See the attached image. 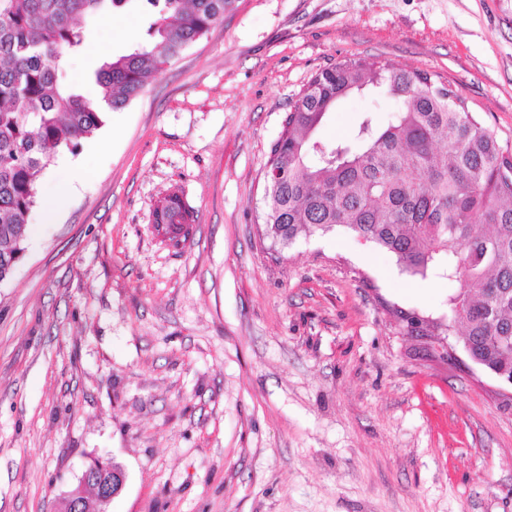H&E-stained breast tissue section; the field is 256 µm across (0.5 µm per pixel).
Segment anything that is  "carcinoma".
Wrapping results in <instances>:
<instances>
[{
	"label": "carcinoma",
	"instance_id": "cac0c4a2",
	"mask_svg": "<svg viewBox=\"0 0 512 512\" xmlns=\"http://www.w3.org/2000/svg\"><path fill=\"white\" fill-rule=\"evenodd\" d=\"M123 0H0V257L24 249L37 181L58 151L103 125L97 101L67 84L65 57L82 48L78 20ZM157 15L149 39L94 73L97 96L119 110L186 47L224 18L232 0H143ZM421 70L375 58L324 68L298 93L274 142L261 215L287 247L342 228L395 257L404 271L462 282L448 322L421 319L418 335H459L469 359L512 375V154L461 94ZM381 89L400 102L379 127L367 116L350 142L317 131L336 102ZM154 223L179 230L182 201L166 195Z\"/></svg>",
	"mask_w": 512,
	"mask_h": 512
}]
</instances>
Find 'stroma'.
<instances>
[{
  "instance_id": "35a3bbf8",
  "label": "stroma",
  "mask_w": 512,
  "mask_h": 512,
  "mask_svg": "<svg viewBox=\"0 0 512 512\" xmlns=\"http://www.w3.org/2000/svg\"><path fill=\"white\" fill-rule=\"evenodd\" d=\"M140 0L83 19L69 59L147 38ZM375 57L434 74L512 151V0H234L70 158L46 221L0 283V512H64L95 456L122 465L110 512H512V388L434 357L401 313L447 318L458 282L405 273L338 229L274 250L263 170L318 70ZM355 94L318 136L387 125ZM179 189L186 246L153 207ZM73 187V180L63 182L59 185L55 194L46 198L44 202V212L48 219H54L65 208L71 190Z\"/></svg>"
}]
</instances>
